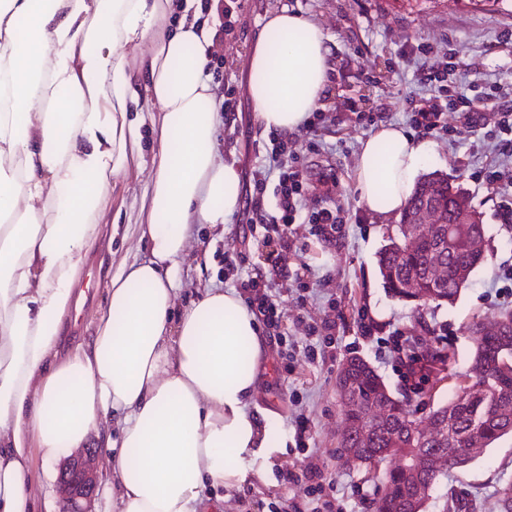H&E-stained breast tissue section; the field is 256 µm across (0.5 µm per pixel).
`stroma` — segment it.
<instances>
[{"instance_id":"35a3bbf8","label":"stroma","mask_w":512,"mask_h":512,"mask_svg":"<svg viewBox=\"0 0 512 512\" xmlns=\"http://www.w3.org/2000/svg\"><path fill=\"white\" fill-rule=\"evenodd\" d=\"M220 9L210 15L217 29V50L209 62L217 100L234 92L233 111L224 113L219 128L218 155L235 162L242 186H249L255 170H273L275 158L265 150L269 134L260 124L248 92L247 59L253 41L268 15L288 9L314 22L329 39L332 92L321 108L334 121L312 129L309 136L289 137L288 148L303 164L309 178L325 167L336 172L333 203L346 218L345 235L335 244L311 236L308 225H290L292 247L284 254L288 279L274 280L272 300L281 316V330L292 351L288 372H280L276 338H269L262 362V382L255 403L275 418L284 434L285 447L258 456L246 480L236 488L204 495L223 496L222 512H291L301 501L299 487L281 484L278 473L302 470L319 463L327 493L344 512H372L378 483L358 467L343 465L338 457L344 428L336 379L344 360L364 358L382 377L388 390L407 398L417 418L444 403L454 391L453 375L467 373L473 345L467 333L476 320L491 321L512 311L511 295H496L495 274L512 269V223L497 215L495 191L474 184L471 173L494 162L495 155L483 132L464 125L458 113L447 115L454 134L435 131L425 137L432 148L429 171L457 179L481 212L486 232L485 259L470 275L454 303L431 304L415 312L413 304L392 298L385 290L377 267V254L398 215L382 216L359 202L357 155L362 141L374 128L349 122L344 105L348 98L381 114L385 123L408 126L407 96L416 91L417 57L410 46L428 43L436 53L454 49L459 72L467 80L497 81L512 85V46L500 44L498 34L512 28V0H219ZM376 76L375 84L358 83V72ZM320 151H312L311 142ZM149 167L133 168L112 183V208L117 223L106 225L98 246L88 253L76 284L84 297L65 322V346L76 350L91 335L99 306L104 302L107 279L123 263L144 254L136 223L142 197L149 187ZM265 231H249L232 215L225 229L195 226V245L180 262L175 278L180 287L178 307L188 306L201 289L217 285L239 288L243 279L264 264ZM339 315L336 349L332 357L307 356L306 327L331 315ZM370 323V335H362L360 322ZM412 338L417 351L428 355L438 349L450 357L448 371L427 372L424 380L406 382L404 370L391 353L394 335ZM305 413L311 433L305 449H297L293 416ZM512 483V437L487 448L468 466L449 472L434 488L425 512H440L446 494L455 492L473 500L477 512H496V493Z\"/></svg>"}]
</instances>
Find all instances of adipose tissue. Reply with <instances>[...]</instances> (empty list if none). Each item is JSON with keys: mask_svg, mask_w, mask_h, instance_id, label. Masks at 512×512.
Returning <instances> with one entry per match:
<instances>
[{"mask_svg": "<svg viewBox=\"0 0 512 512\" xmlns=\"http://www.w3.org/2000/svg\"><path fill=\"white\" fill-rule=\"evenodd\" d=\"M196 0H0V512H36L32 460L96 437L112 512H202L234 487L274 418L255 407L267 341L231 289L177 309L174 271L197 224L240 204L218 157L206 66L216 34ZM330 47L300 15L269 16L249 54L265 130L296 131L328 84ZM154 134L139 224L146 254L107 286L86 346L60 356L63 318L112 197ZM431 153L396 124L362 143L360 202L402 211Z\"/></svg>", "mask_w": 512, "mask_h": 512, "instance_id": "1", "label": "adipose tissue"}]
</instances>
